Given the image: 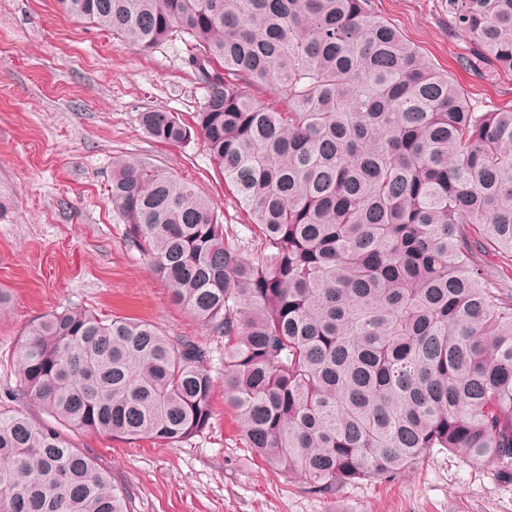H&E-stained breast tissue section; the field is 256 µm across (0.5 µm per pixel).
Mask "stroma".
<instances>
[{
  "label": "stroma",
  "instance_id": "1",
  "mask_svg": "<svg viewBox=\"0 0 512 512\" xmlns=\"http://www.w3.org/2000/svg\"><path fill=\"white\" fill-rule=\"evenodd\" d=\"M481 110L512 108V74L454 35L442 0H372ZM178 39L148 51L65 16L56 0H0V412L43 413L19 396L16 349L26 327L64 309L156 323L209 352L215 381L208 429L178 446L77 433L74 443L112 475L129 512H512V482L496 467L442 448L393 479L364 480L319 496L288 482L248 448L224 398V339L170 297L167 282L127 241L111 203L112 161L164 169L209 198L231 233L248 217L200 139L162 144L137 116L191 122L206 94Z\"/></svg>",
  "mask_w": 512,
  "mask_h": 512
}]
</instances>
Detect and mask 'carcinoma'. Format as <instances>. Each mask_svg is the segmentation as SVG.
<instances>
[{"label": "carcinoma", "instance_id": "1", "mask_svg": "<svg viewBox=\"0 0 512 512\" xmlns=\"http://www.w3.org/2000/svg\"><path fill=\"white\" fill-rule=\"evenodd\" d=\"M147 51L187 36L194 124L260 244L242 256L191 184L112 162V207L172 299L224 337V394L272 469L328 495L432 448L512 466V109L481 112L370 0H57ZM454 30L512 72V0H445ZM283 95L284 109L255 97ZM198 342L149 322L52 311L16 363L51 420L0 413V512H127L63 429L173 447L212 418Z\"/></svg>", "mask_w": 512, "mask_h": 512}]
</instances>
